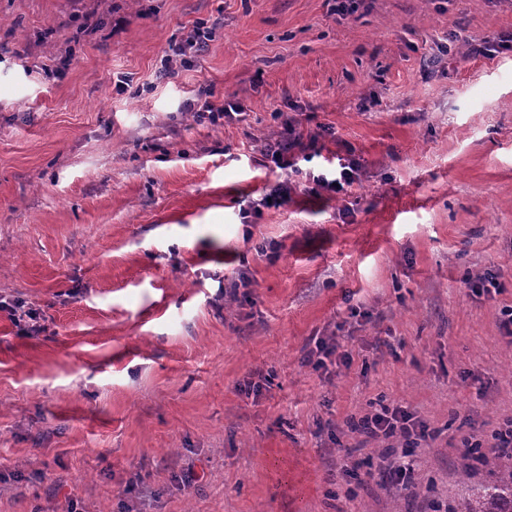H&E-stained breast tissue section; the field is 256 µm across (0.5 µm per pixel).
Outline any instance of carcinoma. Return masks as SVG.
I'll return each instance as SVG.
<instances>
[{
  "label": "carcinoma",
  "instance_id": "carcinoma-1",
  "mask_svg": "<svg viewBox=\"0 0 512 512\" xmlns=\"http://www.w3.org/2000/svg\"><path fill=\"white\" fill-rule=\"evenodd\" d=\"M481 462L492 480L474 486L473 463ZM460 493L448 501V512H512V455L486 457L479 448H467L460 456Z\"/></svg>",
  "mask_w": 512,
  "mask_h": 512
}]
</instances>
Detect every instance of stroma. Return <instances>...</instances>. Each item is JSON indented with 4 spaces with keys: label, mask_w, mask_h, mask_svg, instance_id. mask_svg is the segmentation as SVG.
Instances as JSON below:
<instances>
[{
    "label": "stroma",
    "mask_w": 512,
    "mask_h": 512,
    "mask_svg": "<svg viewBox=\"0 0 512 512\" xmlns=\"http://www.w3.org/2000/svg\"><path fill=\"white\" fill-rule=\"evenodd\" d=\"M1 43L0 299L43 330L0 310V512H446L512 427V0H0ZM287 120L297 176L259 163ZM384 406L432 434L407 491L350 426ZM208 32L203 26H196L191 29L186 37L171 48V54L166 55L162 60V68L167 73L172 72L176 67H189L192 65V56L188 55L191 50L199 46L208 38ZM211 96L208 90H201L193 100L184 103V110L190 112L193 118L199 122H208L211 125L224 124V119L232 120L244 114L243 106L234 99H225L222 104L217 105L205 99L201 104L202 96ZM337 159L338 166H336V170L327 169L318 175L308 174L309 180H312L316 190L321 189L330 195L346 194L348 189L359 182L361 172L359 159L354 155ZM22 305L15 303L14 305H9L6 302L0 300V309L8 310L10 312V316L14 324L20 328V331L24 334L35 335L40 333L41 325L39 324L38 319L40 316L37 312V309L32 307L29 308L28 311H23L22 313H18V308H21Z\"/></svg>",
    "instance_id": "obj_1"
}]
</instances>
